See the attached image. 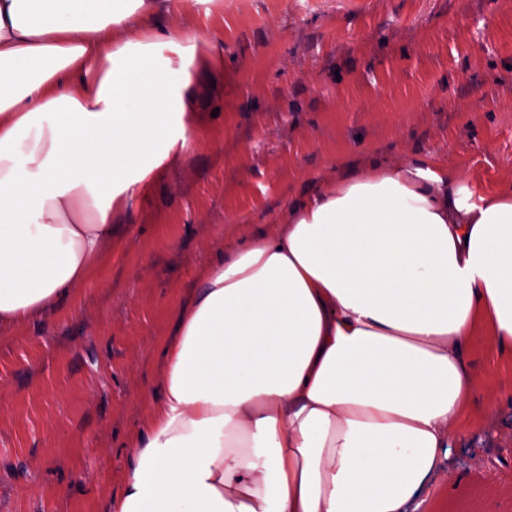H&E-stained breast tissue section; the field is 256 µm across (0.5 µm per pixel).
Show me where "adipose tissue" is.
<instances>
[{"label": "adipose tissue", "mask_w": 512, "mask_h": 512, "mask_svg": "<svg viewBox=\"0 0 512 512\" xmlns=\"http://www.w3.org/2000/svg\"><path fill=\"white\" fill-rule=\"evenodd\" d=\"M172 8L0 0V329L94 275L185 149L200 101L156 24ZM480 331L512 351V187L339 167L207 266L112 510L408 512L468 424Z\"/></svg>", "instance_id": "obj_1"}]
</instances>
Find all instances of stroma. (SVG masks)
Returning <instances> with one entry per match:
<instances>
[{"mask_svg":"<svg viewBox=\"0 0 512 512\" xmlns=\"http://www.w3.org/2000/svg\"><path fill=\"white\" fill-rule=\"evenodd\" d=\"M159 24L195 46L206 139L121 212L102 275L0 332V512H111L209 262L337 166L512 186V0H174ZM465 358L476 425L423 512H512V354L480 334Z\"/></svg>","mask_w":512,"mask_h":512,"instance_id":"obj_1","label":"stroma"}]
</instances>
